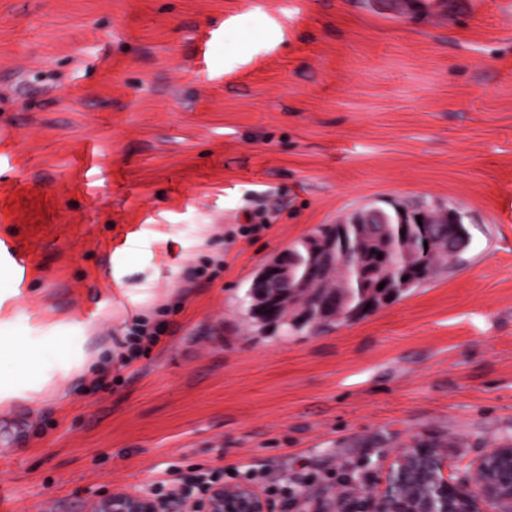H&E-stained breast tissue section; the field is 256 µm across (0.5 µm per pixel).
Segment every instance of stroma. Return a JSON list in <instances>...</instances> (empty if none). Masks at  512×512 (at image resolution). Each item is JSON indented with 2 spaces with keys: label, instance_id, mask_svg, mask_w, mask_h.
I'll use <instances>...</instances> for the list:
<instances>
[{
  "label": "stroma",
  "instance_id": "obj_1",
  "mask_svg": "<svg viewBox=\"0 0 512 512\" xmlns=\"http://www.w3.org/2000/svg\"><path fill=\"white\" fill-rule=\"evenodd\" d=\"M392 200L457 211L459 266L255 327L265 263ZM2 240L0 336L72 361L0 403L9 512L200 473L337 512L418 440L471 481L512 444V0H0ZM163 330L160 326H151L147 321L140 318L134 319L131 326L127 329V341L133 339L131 345L142 347V345L154 346L158 343Z\"/></svg>",
  "mask_w": 512,
  "mask_h": 512
}]
</instances>
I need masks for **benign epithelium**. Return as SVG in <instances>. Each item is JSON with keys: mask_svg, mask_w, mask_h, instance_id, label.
Returning a JSON list of instances; mask_svg holds the SVG:
<instances>
[{"mask_svg": "<svg viewBox=\"0 0 512 512\" xmlns=\"http://www.w3.org/2000/svg\"><path fill=\"white\" fill-rule=\"evenodd\" d=\"M295 268L284 252L259 271L262 288L251 291L256 317L269 327L303 321L307 312L291 304ZM193 512H268V504L246 483L213 482L192 497ZM86 512H171L169 501L132 491H117L90 501ZM339 512H512V445L484 455L471 483L448 474V461L433 448L412 445L388 468L384 486L363 498L346 497Z\"/></svg>", "mask_w": 512, "mask_h": 512, "instance_id": "obj_1", "label": "benign epithelium"}]
</instances>
